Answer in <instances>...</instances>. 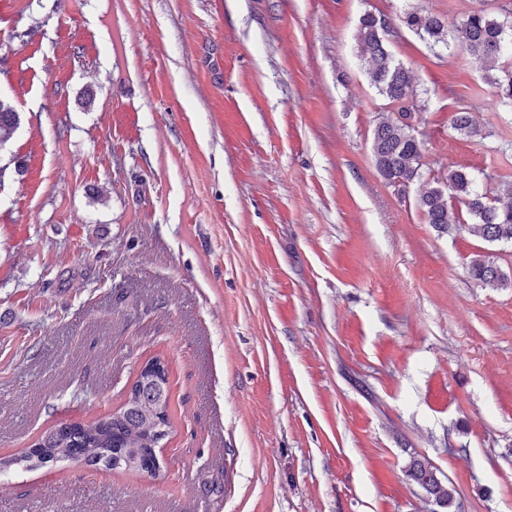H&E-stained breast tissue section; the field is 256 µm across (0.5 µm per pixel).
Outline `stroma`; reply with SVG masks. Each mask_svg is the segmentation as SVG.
<instances>
[{
    "instance_id": "35a3bbf8",
    "label": "stroma",
    "mask_w": 512,
    "mask_h": 512,
    "mask_svg": "<svg viewBox=\"0 0 512 512\" xmlns=\"http://www.w3.org/2000/svg\"><path fill=\"white\" fill-rule=\"evenodd\" d=\"M501 5L0 0V457L116 411L155 358L172 403L158 478L16 466L0 512H446L414 456L460 512H512V243L417 205L452 168L512 188V101L400 21ZM367 12L413 79L403 192L374 164ZM468 271L475 280L486 286L498 288L508 281L499 266L486 255L478 254L473 257L468 265ZM438 469L424 457H412L406 469V476L419 485L429 497L441 506L450 508L454 495L449 487V479L442 480Z\"/></svg>"
}]
</instances>
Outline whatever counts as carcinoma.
Instances as JSON below:
<instances>
[{
  "label": "carcinoma",
  "mask_w": 512,
  "mask_h": 512,
  "mask_svg": "<svg viewBox=\"0 0 512 512\" xmlns=\"http://www.w3.org/2000/svg\"><path fill=\"white\" fill-rule=\"evenodd\" d=\"M406 27L434 43L448 44L449 31L437 16L410 11L404 14ZM508 20L483 9L471 12L457 29L454 41L485 63L486 80L497 93L512 100V63L501 59L506 53ZM391 29L382 17L364 14L359 21L358 41L368 62L370 84L390 104L397 106L399 116L387 117L373 132V156L381 177L403 191L420 177L422 145L406 122L414 110V92L409 71L395 61L389 48ZM19 125V115L0 101V146L6 143ZM453 128L465 135L476 132L470 113H456ZM418 207L426 222L437 232L466 229L486 242L512 243V189L506 196H490L476 187L475 178L461 169H450L444 187H429L418 197ZM469 274L482 284L499 287L508 278L486 255H476L468 265ZM170 394L160 389L151 404L135 407L127 400L113 413L98 417L88 424L71 426L70 432L57 428L43 433L35 445L36 458L25 452L8 459L0 458V471L22 465L28 469L56 464L60 461H84L110 470L142 473L153 466L161 469L156 448L170 433ZM406 476L419 485L441 506H452L454 495L448 481L438 476V469L424 457L410 459Z\"/></svg>",
  "instance_id": "carcinoma-1"
}]
</instances>
